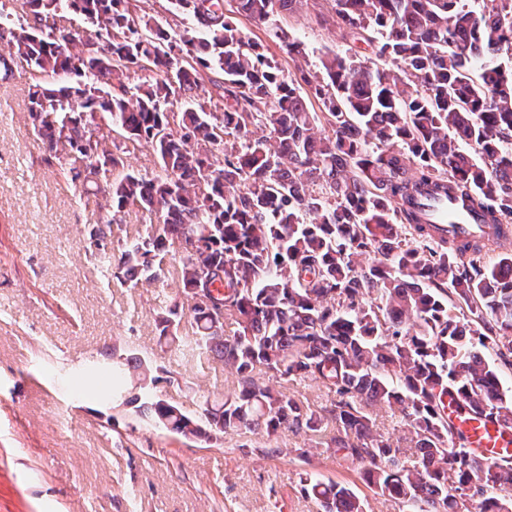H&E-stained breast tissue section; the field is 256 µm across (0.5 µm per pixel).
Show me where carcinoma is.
<instances>
[{"label":"carcinoma","mask_w":512,"mask_h":512,"mask_svg":"<svg viewBox=\"0 0 512 512\" xmlns=\"http://www.w3.org/2000/svg\"><path fill=\"white\" fill-rule=\"evenodd\" d=\"M197 2L171 0L191 21L177 37L160 36L134 0H25L29 21L9 29L11 55L37 74L28 112L45 151L85 161L69 168L85 192L158 218L115 249L112 225H99V262L130 288L173 274L187 297L213 288L224 298L220 324L191 307V333L180 334L176 297L155 326L184 364L221 362L234 391L204 400L200 416L153 392L139 414L199 442L213 430L271 440L331 423L325 452L364 465L397 512H512V452L482 457L448 414L451 402L512 420L500 378L512 368V254L486 267V243L435 241L421 204L453 194L488 224L512 216V68L499 62L512 51V0H334L351 45L321 60L322 75L301 77L307 96L224 0ZM299 2L238 5L299 56L302 43L273 26ZM64 9L96 38L51 25ZM363 45L398 73L368 66ZM137 70L153 76L132 86ZM95 115L150 144L158 170L125 169L108 137L92 134ZM176 242L187 250L168 268ZM457 302L477 323L452 314ZM131 369L160 380L129 354L102 373L100 392L121 394ZM306 379L334 395L330 406L306 410L277 384ZM377 405L398 410L415 459L377 430L367 412ZM300 487L321 512H368L351 487L313 472Z\"/></svg>","instance_id":"carcinoma-1"}]
</instances>
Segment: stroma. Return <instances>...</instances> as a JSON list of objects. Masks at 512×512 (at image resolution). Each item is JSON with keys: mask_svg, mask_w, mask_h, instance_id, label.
Here are the masks:
<instances>
[{"mask_svg": "<svg viewBox=\"0 0 512 512\" xmlns=\"http://www.w3.org/2000/svg\"><path fill=\"white\" fill-rule=\"evenodd\" d=\"M330 10V0H307L278 16L305 48L294 60L236 0H224L225 14L290 74L317 72L325 54L347 48ZM9 65L0 80V512H320L300 492L306 471L349 484L369 512H394L363 481V465L320 453L319 436L280 435L279 457L264 455L260 433L194 444L141 418L135 387L122 402L96 396L88 372L110 349L160 360L175 381L158 393L188 412L236 380L220 362L187 366L159 345L155 313L180 292L175 276L133 289L92 255L96 225L111 224L118 242L157 218L138 206L116 211L110 197L69 180L33 133L31 67L18 58ZM73 375L84 376L85 393H73Z\"/></svg>", "mask_w": 512, "mask_h": 512, "instance_id": "35a3bbf8", "label": "stroma"}]
</instances>
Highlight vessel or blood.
I'll use <instances>...</instances> for the list:
<instances>
[{
    "instance_id": "obj_1",
    "label": "vessel or blood",
    "mask_w": 512,
    "mask_h": 512,
    "mask_svg": "<svg viewBox=\"0 0 512 512\" xmlns=\"http://www.w3.org/2000/svg\"><path fill=\"white\" fill-rule=\"evenodd\" d=\"M426 218L434 230L435 239L448 238L457 242L476 241L486 235L488 227L481 222L478 212L461 206L449 197H438L426 201ZM465 429L470 435L472 447L492 456L503 448L502 434L507 426L504 423L490 424L479 419L466 421Z\"/></svg>"
}]
</instances>
